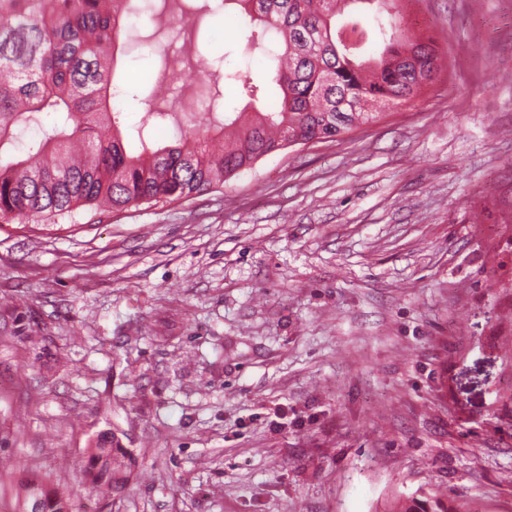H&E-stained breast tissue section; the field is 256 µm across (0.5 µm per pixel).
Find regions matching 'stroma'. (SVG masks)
I'll use <instances>...</instances> for the list:
<instances>
[{
  "mask_svg": "<svg viewBox=\"0 0 512 512\" xmlns=\"http://www.w3.org/2000/svg\"><path fill=\"white\" fill-rule=\"evenodd\" d=\"M450 67L411 103L258 159L224 187L0 223V512H512V0H402ZM241 19L207 57L267 86ZM150 47L120 56L130 90ZM124 458L123 448H91L88 473L92 484L107 492L121 489L126 481Z\"/></svg>",
  "mask_w": 512,
  "mask_h": 512,
  "instance_id": "1",
  "label": "stroma"
}]
</instances>
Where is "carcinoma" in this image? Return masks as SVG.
Listing matches in <instances>:
<instances>
[{
	"instance_id": "carcinoma-1",
	"label": "carcinoma",
	"mask_w": 512,
	"mask_h": 512,
	"mask_svg": "<svg viewBox=\"0 0 512 512\" xmlns=\"http://www.w3.org/2000/svg\"><path fill=\"white\" fill-rule=\"evenodd\" d=\"M400 0H225L246 20V46L277 36L271 81L281 110L263 112V89L243 82L247 111L227 112L209 99L202 119L177 126L176 144L141 152L125 147L126 131L111 101L118 48L131 45L133 0H0V222L55 221L79 211L178 200L224 183L259 158L295 141L333 139L353 123L373 122L368 103L415 98L447 68L431 45L398 25ZM353 4L377 7L378 56L367 54ZM53 115L27 151L21 133ZM121 448H93L92 484L110 492L126 481ZM401 512H448L439 498H412Z\"/></svg>"
}]
</instances>
